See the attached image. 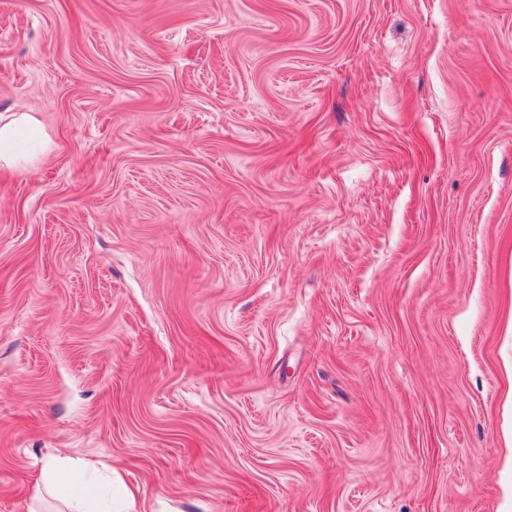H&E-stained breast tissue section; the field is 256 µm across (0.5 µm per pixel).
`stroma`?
Returning <instances> with one entry per match:
<instances>
[{
    "label": "stroma",
    "mask_w": 512,
    "mask_h": 512,
    "mask_svg": "<svg viewBox=\"0 0 512 512\" xmlns=\"http://www.w3.org/2000/svg\"><path fill=\"white\" fill-rule=\"evenodd\" d=\"M0 512H512V0H0ZM39 132V121L32 114H0V166L23 167L45 152L48 147L46 140H41L38 152L21 154L17 150L23 136L37 139ZM56 471L59 473L64 471H77L79 474L87 476V482L91 481L93 477L91 465L82 463L81 466H76L71 459L64 457L58 458L48 470L41 473L36 481L37 486L40 487L41 485H46L51 480L52 473Z\"/></svg>",
    "instance_id": "stroma-1"
}]
</instances>
